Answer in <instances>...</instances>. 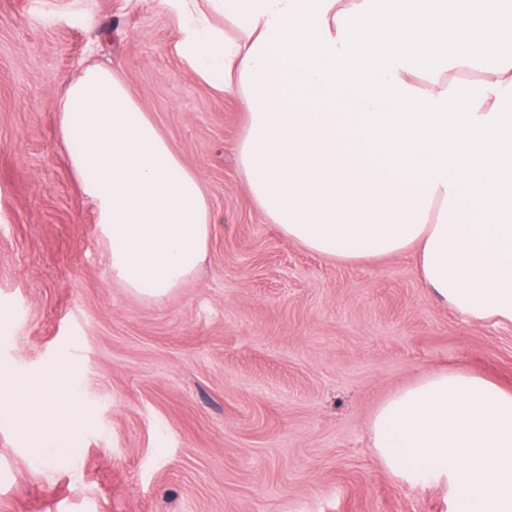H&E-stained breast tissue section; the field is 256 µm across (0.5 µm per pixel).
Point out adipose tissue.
Listing matches in <instances>:
<instances>
[{"label": "adipose tissue", "instance_id": "obj_1", "mask_svg": "<svg viewBox=\"0 0 512 512\" xmlns=\"http://www.w3.org/2000/svg\"><path fill=\"white\" fill-rule=\"evenodd\" d=\"M163 2L189 66L242 97L238 166L269 223L345 262L415 250L437 301L512 322V0ZM57 120L113 280L155 298L180 287L222 221L200 176L109 68L70 82ZM369 434L395 479L444 487L451 512H512L511 389L436 370L382 403Z\"/></svg>", "mask_w": 512, "mask_h": 512}]
</instances>
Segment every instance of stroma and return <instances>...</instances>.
Instances as JSON below:
<instances>
[{
  "instance_id": "stroma-1",
  "label": "stroma",
  "mask_w": 512,
  "mask_h": 512,
  "mask_svg": "<svg viewBox=\"0 0 512 512\" xmlns=\"http://www.w3.org/2000/svg\"><path fill=\"white\" fill-rule=\"evenodd\" d=\"M46 16V23L35 20ZM162 0H0V512H448L369 446L394 392L459 369L512 388V322L435 301L412 254L356 263L284 237L253 203L242 99L179 52ZM112 69L222 217L167 296L108 276L110 247L59 143L57 104ZM73 423L48 463L45 407Z\"/></svg>"
}]
</instances>
